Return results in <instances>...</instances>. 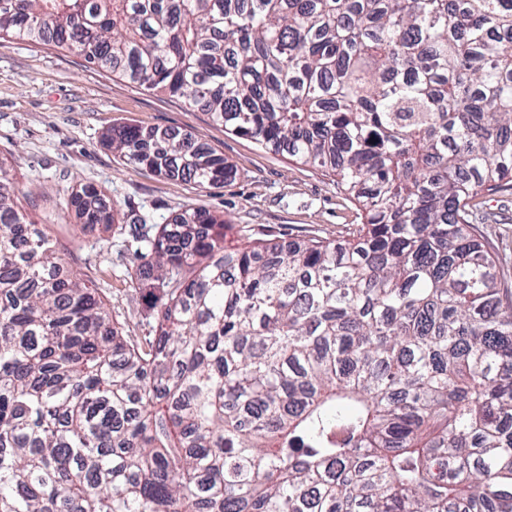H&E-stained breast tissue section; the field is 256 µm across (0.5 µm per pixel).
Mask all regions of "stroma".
<instances>
[{
  "mask_svg": "<svg viewBox=\"0 0 512 512\" xmlns=\"http://www.w3.org/2000/svg\"><path fill=\"white\" fill-rule=\"evenodd\" d=\"M126 126L190 134L223 155L237 176L200 187L151 173L105 144L111 129ZM0 158L13 164L21 186L35 189L27 211L37 220L51 215L45 230L71 269L93 281L112 314L140 336L151 331L131 280L141 221L166 224L203 208L232 224L229 239L290 242L336 239L361 221L355 201L321 171L225 131L180 98L18 38L0 39ZM83 186L105 192L117 212L112 229L82 234L69 199ZM477 214L485 244L512 282V190L482 193Z\"/></svg>",
  "mask_w": 512,
  "mask_h": 512,
  "instance_id": "stroma-1",
  "label": "stroma"
}]
</instances>
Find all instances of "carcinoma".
Here are the masks:
<instances>
[{"label": "carcinoma", "instance_id": "1", "mask_svg": "<svg viewBox=\"0 0 512 512\" xmlns=\"http://www.w3.org/2000/svg\"><path fill=\"white\" fill-rule=\"evenodd\" d=\"M5 37L325 170L362 222L229 246L186 210L137 239L131 336L0 161V512H512V284L475 213L512 187V0H0ZM106 143L237 175L168 130Z\"/></svg>", "mask_w": 512, "mask_h": 512}]
</instances>
